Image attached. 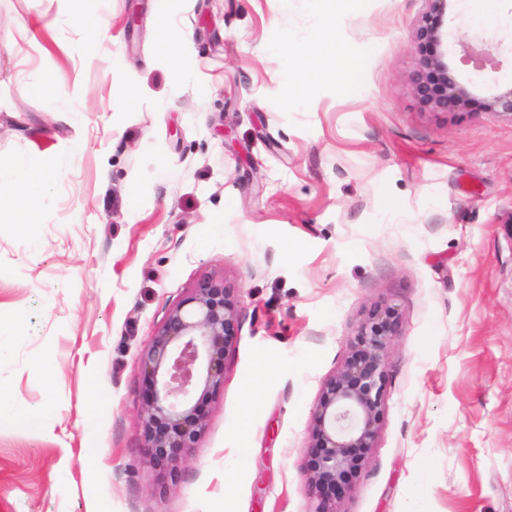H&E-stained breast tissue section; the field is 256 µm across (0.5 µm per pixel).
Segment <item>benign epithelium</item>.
<instances>
[{"instance_id":"7a95c632","label":"benign epithelium","mask_w":512,"mask_h":512,"mask_svg":"<svg viewBox=\"0 0 512 512\" xmlns=\"http://www.w3.org/2000/svg\"><path fill=\"white\" fill-rule=\"evenodd\" d=\"M414 33L419 68L414 91L426 106L467 112L475 101L448 63V12L452 0H425ZM463 61L477 71L497 69L488 46L463 45ZM485 112L512 117V88L480 102ZM238 300L224 280L205 276L171 308L140 353L150 395L138 419L150 462L168 473L196 447L207 425L204 401L224 385V360L232 343ZM402 322L389 304L370 308L355 328L350 351L321 386L312 415L311 451L301 470L312 512H339L336 492L350 484L375 447L385 408L388 360Z\"/></svg>"}]
</instances>
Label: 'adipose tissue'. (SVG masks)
<instances>
[{
    "label": "adipose tissue",
    "mask_w": 512,
    "mask_h": 512,
    "mask_svg": "<svg viewBox=\"0 0 512 512\" xmlns=\"http://www.w3.org/2000/svg\"><path fill=\"white\" fill-rule=\"evenodd\" d=\"M77 153L76 147L65 145L42 165L25 155L13 159L7 167L5 182L0 183V207L9 206L24 222H35L42 215L51 187L74 164Z\"/></svg>",
    "instance_id": "adipose-tissue-1"
}]
</instances>
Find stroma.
Returning <instances> with one entry per match:
<instances>
[{
	"mask_svg": "<svg viewBox=\"0 0 512 512\" xmlns=\"http://www.w3.org/2000/svg\"><path fill=\"white\" fill-rule=\"evenodd\" d=\"M425 8L84 0L102 40L70 0H0V167L79 147L42 224L0 210V512H311L298 465L322 382L386 302L403 326L381 432L340 512H512V118L421 103ZM483 8L448 17L479 99L512 86V24ZM164 27L189 36L177 59ZM474 39L501 68L461 63ZM206 275L233 288L237 327L170 479L141 446L139 355Z\"/></svg>",
	"mask_w": 512,
	"mask_h": 512,
	"instance_id": "35a3bbf8",
	"label": "stroma"
}]
</instances>
